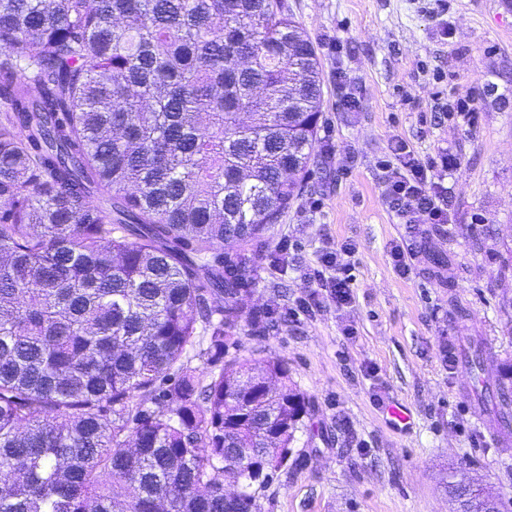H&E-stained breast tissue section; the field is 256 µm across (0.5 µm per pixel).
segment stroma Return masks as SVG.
<instances>
[{
  "instance_id": "stroma-1",
  "label": "stroma",
  "mask_w": 512,
  "mask_h": 512,
  "mask_svg": "<svg viewBox=\"0 0 512 512\" xmlns=\"http://www.w3.org/2000/svg\"><path fill=\"white\" fill-rule=\"evenodd\" d=\"M282 2L318 52L321 126L280 223L234 246L250 260L249 303L272 311L273 324L236 321L224 356L287 361L311 428L287 466L253 487V512H451L452 467L512 512V442H498L474 396L477 380L495 384L512 365V10L451 0L440 17L425 0ZM340 73L358 111L338 105ZM464 96L476 108L469 123L446 111ZM397 137L421 158L445 147L459 159L448 178L451 222L423 236L382 196L381 162ZM342 243L355 247L354 298L339 307L317 273L324 249ZM397 245L416 253L405 276L394 268ZM313 294L319 307L291 317ZM472 339L483 351L478 379L462 360ZM396 403L409 409V427L387 414Z\"/></svg>"
}]
</instances>
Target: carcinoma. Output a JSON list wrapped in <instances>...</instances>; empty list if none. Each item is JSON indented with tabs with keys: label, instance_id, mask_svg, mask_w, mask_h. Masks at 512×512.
I'll return each mask as SVG.
<instances>
[{
	"label": "carcinoma",
	"instance_id": "1",
	"mask_svg": "<svg viewBox=\"0 0 512 512\" xmlns=\"http://www.w3.org/2000/svg\"><path fill=\"white\" fill-rule=\"evenodd\" d=\"M320 119L281 0H0V512H252L310 409L285 361H224L259 315L224 241L280 222ZM480 399L509 432L512 376Z\"/></svg>",
	"mask_w": 512,
	"mask_h": 512
}]
</instances>
